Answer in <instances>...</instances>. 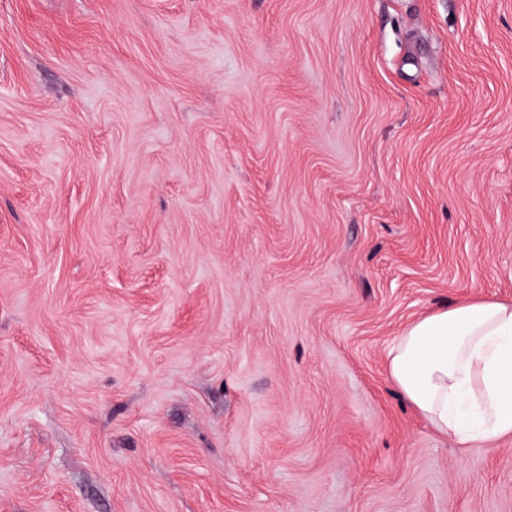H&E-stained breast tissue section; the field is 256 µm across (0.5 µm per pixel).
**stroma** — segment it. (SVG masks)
<instances>
[{"instance_id": "35a3bbf8", "label": "stroma", "mask_w": 512, "mask_h": 512, "mask_svg": "<svg viewBox=\"0 0 512 512\" xmlns=\"http://www.w3.org/2000/svg\"><path fill=\"white\" fill-rule=\"evenodd\" d=\"M512 302V0H0V512H512L402 330Z\"/></svg>"}]
</instances>
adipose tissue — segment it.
Listing matches in <instances>:
<instances>
[{
	"mask_svg": "<svg viewBox=\"0 0 512 512\" xmlns=\"http://www.w3.org/2000/svg\"><path fill=\"white\" fill-rule=\"evenodd\" d=\"M387 367L441 437L461 447L512 437V303L437 309L395 340Z\"/></svg>",
	"mask_w": 512,
	"mask_h": 512,
	"instance_id": "obj_1",
	"label": "adipose tissue"
}]
</instances>
